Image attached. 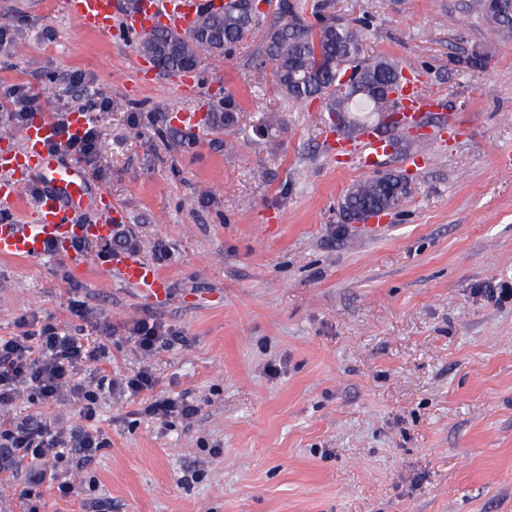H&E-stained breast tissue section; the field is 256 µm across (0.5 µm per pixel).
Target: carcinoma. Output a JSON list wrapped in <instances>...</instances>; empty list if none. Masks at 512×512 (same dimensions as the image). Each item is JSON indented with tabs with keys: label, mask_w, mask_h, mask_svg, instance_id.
<instances>
[{
	"label": "carcinoma",
	"mask_w": 512,
	"mask_h": 512,
	"mask_svg": "<svg viewBox=\"0 0 512 512\" xmlns=\"http://www.w3.org/2000/svg\"><path fill=\"white\" fill-rule=\"evenodd\" d=\"M323 2L312 17H307L299 0H278L275 20L264 31L258 47L255 79L272 81L282 96L293 102L312 104L319 101L323 112H343L347 116L343 136L355 140L369 125L370 115L390 108L384 98L370 96V84H388L403 74L405 65L392 57H367L363 51L364 31L359 22H349L328 11ZM490 32L497 38H512V5L503 2L494 8L483 7ZM200 23H192L181 50H166L168 31L156 30L143 50L163 59V68L180 69L186 57L202 61L222 57L227 49L246 42L262 27L261 16L240 12L201 11ZM358 72L356 88L341 91L338 73ZM236 109L227 99L224 110L211 116L212 124L226 129L235 126ZM256 133L269 141L284 131L280 114L268 112L255 127ZM379 197L370 178L352 183L339 201V211L348 218L365 208H375Z\"/></svg>",
	"instance_id": "1"
}]
</instances>
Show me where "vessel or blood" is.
I'll return each instance as SVG.
<instances>
[{
  "instance_id": "1",
  "label": "vessel or blood",
  "mask_w": 512,
  "mask_h": 512,
  "mask_svg": "<svg viewBox=\"0 0 512 512\" xmlns=\"http://www.w3.org/2000/svg\"><path fill=\"white\" fill-rule=\"evenodd\" d=\"M220 0H137L126 19V28L139 32L163 21L177 28H187L203 6H219ZM69 15L79 28L111 31L114 23V0H69ZM55 139L54 123L44 114H33L19 134L14 152L0 154V201H10L25 186L39 185L35 223L1 224L0 255L34 257L41 255L47 243L66 249L71 239L89 235L88 224L75 223L78 211L93 210L99 215L100 231H109L112 212L105 209L102 193L92 191L83 170L63 161L51 143ZM339 156H354L364 169L374 168L382 147L370 136H362L357 146L337 145ZM117 269L122 279L147 293L159 292L163 281L148 263L131 257L119 259Z\"/></svg>"
}]
</instances>
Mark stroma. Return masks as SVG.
<instances>
[{"mask_svg": "<svg viewBox=\"0 0 512 512\" xmlns=\"http://www.w3.org/2000/svg\"><path fill=\"white\" fill-rule=\"evenodd\" d=\"M365 19V49L404 60L435 99L440 138L382 155L409 173L406 202L381 227L343 223L338 201L366 170L336 160L319 104L256 86L261 34L174 78L153 70L138 35L80 29L66 0H0V92L45 90V113L99 94L101 150L80 159L119 230L87 238L84 266L62 252L0 256V336L51 323L102 341L83 377L132 375L127 329L162 322L186 341L150 362L157 392L200 404L192 423L142 415L105 395L112 440L69 467L112 512H512V40L490 36L482 0H332ZM488 55L480 72L463 62ZM85 77L79 87L67 74ZM237 106L232 131L199 125L171 146V117ZM266 112L287 131L256 142ZM165 280L151 300L113 268L116 252ZM58 416L29 394L0 422ZM222 445V458L208 450Z\"/></svg>", "mask_w": 512, "mask_h": 512, "instance_id": "35a3bbf8", "label": "stroma"}]
</instances>
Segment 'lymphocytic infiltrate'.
I'll list each match as a JSON object with an SVG mask.
<instances>
[{
    "label": "lymphocytic infiltrate",
    "mask_w": 512,
    "mask_h": 512,
    "mask_svg": "<svg viewBox=\"0 0 512 512\" xmlns=\"http://www.w3.org/2000/svg\"><path fill=\"white\" fill-rule=\"evenodd\" d=\"M105 358L102 346L53 324L0 337V408L29 391L46 404H77L84 422L76 431L50 420L36 425L20 421L0 428V478L16 480L15 491L25 512H41L42 487L56 488L64 497L75 494V487L59 474L63 462L73 459L82 466L111 447L110 437L94 425L104 391L146 395L143 411L157 420L175 417L190 422L197 417L200 407L194 401L155 394L157 381L146 366L106 383L79 379L83 365Z\"/></svg>",
    "instance_id": "1"
}]
</instances>
